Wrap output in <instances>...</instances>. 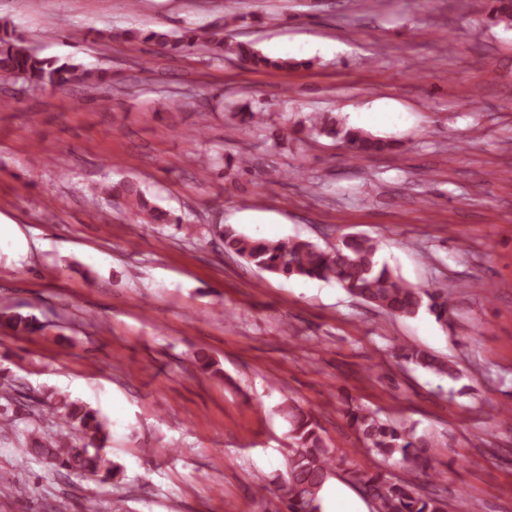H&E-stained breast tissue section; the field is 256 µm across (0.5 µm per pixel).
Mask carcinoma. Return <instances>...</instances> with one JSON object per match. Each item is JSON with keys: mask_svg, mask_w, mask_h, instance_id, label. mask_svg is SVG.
I'll return each instance as SVG.
<instances>
[{"mask_svg": "<svg viewBox=\"0 0 512 512\" xmlns=\"http://www.w3.org/2000/svg\"><path fill=\"white\" fill-rule=\"evenodd\" d=\"M490 19L512 29V0H491ZM102 38L128 44L150 42L166 55H183L200 47L211 53L235 57L254 69L284 70L297 66L287 58H270L260 53L251 42H229L224 27L208 30L184 28L178 33L163 30L128 29L108 32ZM0 79L22 81L32 87H63L75 81L84 85L86 96L98 95L106 77L83 69L70 60L42 57L6 18L0 19ZM310 131L337 138L353 157L392 151L395 142L373 137L358 129L340 126L331 112L318 113L309 119ZM100 193L108 201L123 204L128 213L144 218L150 224L180 225L181 219L149 201L133 181L120 180L103 184ZM224 240V253L245 259L259 269L285 278L315 279L334 282L351 295L393 316L414 318L423 311L434 315L443 326L448 325L452 305L448 292L442 289L415 287L396 275L379 255V241L365 236L345 238L328 249L300 239H269L238 232L230 226L219 229ZM0 317L16 331L32 333L42 329L34 319L18 312L5 311ZM393 357L429 370L442 377H456L458 370L451 361L417 346L401 345L393 349ZM50 418L62 421L57 431L39 436L27 443L22 452L46 463L57 472L104 473L108 481L120 473V467L103 454L109 439L104 421L95 411L64 395L46 397ZM280 412L290 427L291 443L286 459V475L276 484L281 501L288 512H321V491L336 475V459L327 448L324 428L299 403L290 400ZM348 425L358 435L363 447L385 459L400 455L423 475L433 479L440 473L428 471L424 449L436 444L417 437L369 407L350 405L344 410ZM365 497L377 512H448L453 503L447 496L423 493L411 482L394 481L381 472L372 475L351 473Z\"/></svg>", "mask_w": 512, "mask_h": 512, "instance_id": "cac0c4a2", "label": "carcinoma"}]
</instances>
